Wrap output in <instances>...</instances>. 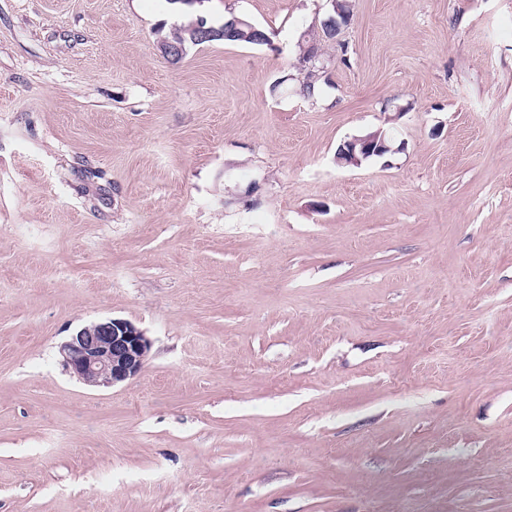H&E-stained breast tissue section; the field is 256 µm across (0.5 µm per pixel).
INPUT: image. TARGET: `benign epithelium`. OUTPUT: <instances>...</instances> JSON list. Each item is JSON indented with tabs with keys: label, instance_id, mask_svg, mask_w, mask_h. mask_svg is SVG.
Here are the masks:
<instances>
[{
	"label": "benign epithelium",
	"instance_id": "1",
	"mask_svg": "<svg viewBox=\"0 0 512 512\" xmlns=\"http://www.w3.org/2000/svg\"><path fill=\"white\" fill-rule=\"evenodd\" d=\"M377 136L355 137L347 141L345 156L339 161L356 164L370 155L382 154ZM151 349L145 332L124 319L93 322L82 327L59 347L66 371L92 387H111L137 375Z\"/></svg>",
	"mask_w": 512,
	"mask_h": 512
}]
</instances>
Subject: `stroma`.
Instances as JSON below:
<instances>
[{
  "label": "stroma",
  "mask_w": 512,
  "mask_h": 512,
  "mask_svg": "<svg viewBox=\"0 0 512 512\" xmlns=\"http://www.w3.org/2000/svg\"><path fill=\"white\" fill-rule=\"evenodd\" d=\"M353 4L0 0V512H512V0ZM235 20L239 22L234 23ZM200 27L209 28L211 30L210 37L205 38ZM219 29L208 26L207 20L204 17H191L186 23L175 28L173 34L165 38L161 44L180 47L181 52L177 54V58L171 59L167 57L172 63H178L182 60L186 54L187 47L190 45L196 46L216 40L257 46L269 44L267 33L250 20L242 17H231ZM378 133V138L385 141L386 145L389 147V140L385 134L382 132ZM376 135H369L366 137H355L345 144H347V149H345V156L339 155L338 152L342 148H339L337 152V157L340 162H344V164H358L361 158H367L369 155H382L384 150V144L382 141H379ZM130 321L109 319L82 327L59 347L66 371L92 387H111L137 375L151 349Z\"/></svg>",
  "instance_id": "35a3bbf8"
}]
</instances>
